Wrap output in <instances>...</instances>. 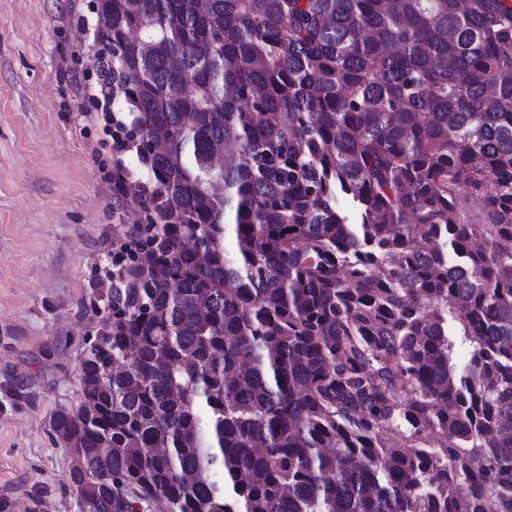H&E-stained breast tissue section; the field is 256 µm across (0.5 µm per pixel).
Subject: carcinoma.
<instances>
[{
  "instance_id": "1",
  "label": "carcinoma",
  "mask_w": 512,
  "mask_h": 512,
  "mask_svg": "<svg viewBox=\"0 0 512 512\" xmlns=\"http://www.w3.org/2000/svg\"><path fill=\"white\" fill-rule=\"evenodd\" d=\"M98 10L83 512H512V0Z\"/></svg>"
}]
</instances>
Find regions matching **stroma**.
I'll use <instances>...</instances> for the list:
<instances>
[{
    "mask_svg": "<svg viewBox=\"0 0 512 512\" xmlns=\"http://www.w3.org/2000/svg\"><path fill=\"white\" fill-rule=\"evenodd\" d=\"M90 0H0V512H81L51 432L112 268Z\"/></svg>",
    "mask_w": 512,
    "mask_h": 512,
    "instance_id": "1",
    "label": "stroma"
}]
</instances>
